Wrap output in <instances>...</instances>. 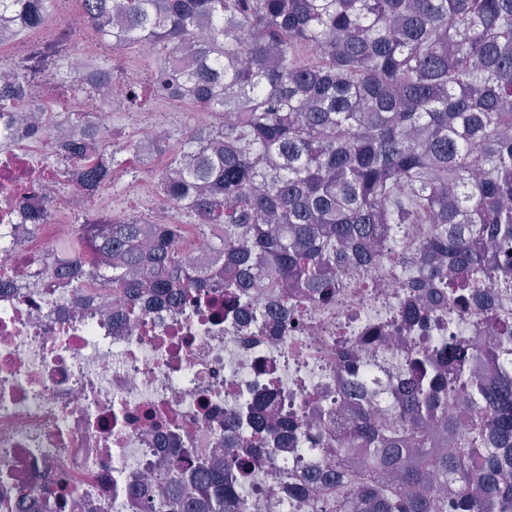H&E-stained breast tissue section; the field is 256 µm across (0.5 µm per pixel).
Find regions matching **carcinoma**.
<instances>
[{"label": "carcinoma", "instance_id": "carcinoma-1", "mask_svg": "<svg viewBox=\"0 0 512 512\" xmlns=\"http://www.w3.org/2000/svg\"><path fill=\"white\" fill-rule=\"evenodd\" d=\"M70 3L100 52L55 73L65 103L50 114L38 83L0 65V145L44 140L51 183L90 200L127 165L120 155L167 152L160 189L191 223L87 217L54 251L58 287L107 292L126 311L211 288L245 306L251 289L279 288L286 316L288 289L327 300L348 262L374 267L387 255L409 292L436 289L444 304L450 288L512 296V0H0V45L24 31L58 39L51 23ZM134 43L160 62L117 100L112 59ZM158 100L206 119H185L177 148L162 135L121 139L105 123V106L145 112ZM54 199L21 210L31 235ZM412 224L427 229L408 261L398 243ZM496 321L512 387V309ZM430 364L418 357L396 426L358 407L350 433L364 462L331 478L341 492L323 512H512V407L484 397L465 369L446 379ZM450 383L474 418L454 454L442 449L456 437ZM241 468L229 445L224 466L176 460L155 477L162 493L148 483L137 495L150 512H242ZM451 480L459 495L436 498L434 484ZM62 507L45 484L0 512Z\"/></svg>", "mask_w": 512, "mask_h": 512}]
</instances>
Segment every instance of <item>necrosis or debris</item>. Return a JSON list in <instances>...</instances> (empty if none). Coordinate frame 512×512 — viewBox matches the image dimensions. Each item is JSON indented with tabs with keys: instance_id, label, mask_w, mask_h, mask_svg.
I'll use <instances>...</instances> for the list:
<instances>
[{
	"instance_id": "obj_1",
	"label": "necrosis or debris",
	"mask_w": 512,
	"mask_h": 512,
	"mask_svg": "<svg viewBox=\"0 0 512 512\" xmlns=\"http://www.w3.org/2000/svg\"><path fill=\"white\" fill-rule=\"evenodd\" d=\"M45 147L0 149V231L16 223L21 198L43 195ZM67 199L20 245L0 243V269L15 281L0 293V502L54 485L65 512H142L131 492L183 449V466L224 461V439L254 467L241 477L245 512H315L326 495L317 470L355 465L353 409L379 382L381 417L409 394V361L429 354L451 369L457 346L486 395L500 379L488 352L497 343L481 290L462 317L435 329L386 268L346 267V287L328 301L301 300L283 319L264 288L227 309L223 289L185 304L134 312L117 331L98 293L34 282L67 231ZM279 416L280 436L264 421ZM273 460L257 463L259 449Z\"/></svg>"
}]
</instances>
